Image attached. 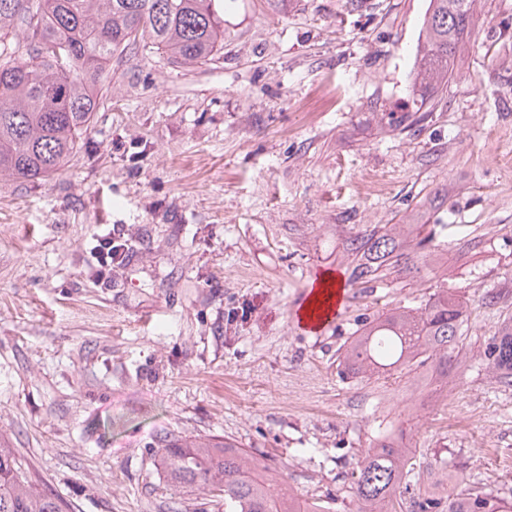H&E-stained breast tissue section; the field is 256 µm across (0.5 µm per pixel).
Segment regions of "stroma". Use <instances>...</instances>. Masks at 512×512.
<instances>
[{"instance_id":"obj_1","label":"stroma","mask_w":512,"mask_h":512,"mask_svg":"<svg viewBox=\"0 0 512 512\" xmlns=\"http://www.w3.org/2000/svg\"><path fill=\"white\" fill-rule=\"evenodd\" d=\"M428 5L226 0L214 60L128 53L64 169L0 177V448L64 512H224L171 494L163 437L232 443L298 502L358 512L345 473L400 435L421 492L512 502V385L483 355L512 322V0H475L459 74L416 113ZM386 224L435 228L439 252L298 323L346 279L345 238ZM442 284L467 303L447 381L339 375L364 324Z\"/></svg>"}]
</instances>
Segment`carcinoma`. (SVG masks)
Instances as JSON below:
<instances>
[{
	"mask_svg": "<svg viewBox=\"0 0 512 512\" xmlns=\"http://www.w3.org/2000/svg\"><path fill=\"white\" fill-rule=\"evenodd\" d=\"M475 0H429L416 54L412 105L421 110L429 90L459 73V51ZM19 30L26 55L0 41V175L32 181L59 172L76 152L112 81V59L149 48L179 65L210 61L224 48L218 0H0V32ZM423 224L400 230L375 226L348 237V285L373 288L394 273L418 269L438 252ZM466 302L443 286L416 312L395 311L369 323L345 347L340 374L410 369L431 364L448 377L462 351ZM498 378L512 383V325L484 350ZM160 468L176 493L202 489L224 500V512H298L285 489L273 491L274 471L259 467L232 445H170ZM413 458L402 438L376 443L352 475L360 512H392L394 499L412 498L411 512H512L479 489L448 497L413 494L407 477ZM0 512H63V501L40 487L12 448H0Z\"/></svg>",
	"mask_w": 512,
	"mask_h": 512,
	"instance_id": "1",
	"label": "carcinoma"
}]
</instances>
